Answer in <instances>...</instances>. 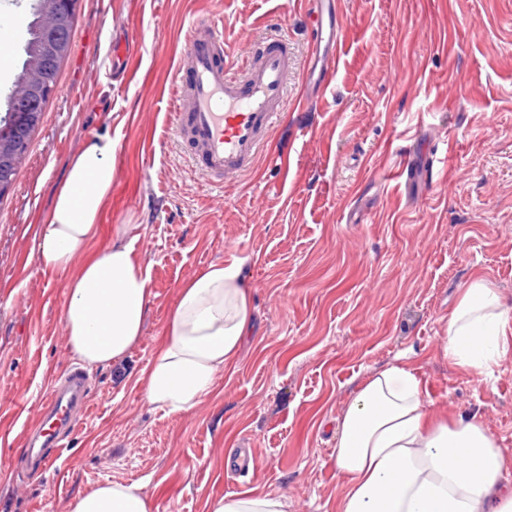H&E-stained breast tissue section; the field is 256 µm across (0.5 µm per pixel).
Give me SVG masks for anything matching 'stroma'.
<instances>
[{"label": "stroma", "mask_w": 512, "mask_h": 512, "mask_svg": "<svg viewBox=\"0 0 512 512\" xmlns=\"http://www.w3.org/2000/svg\"><path fill=\"white\" fill-rule=\"evenodd\" d=\"M36 0H0V114L25 59ZM342 59L322 108L297 106L313 22L302 0H79L56 90L0 198V512H70L107 482H138L152 512H209L219 496L282 495L286 512H336L337 422L357 386L390 365L415 370L436 416L477 417L508 459L512 355L477 377L443 356L448 313L475 275L512 303V0H337ZM223 20L227 61L278 32L293 42L290 104L223 205L169 123L167 92L195 16ZM133 40L132 73L112 67ZM118 143L100 244H133L151 265L144 331L120 367L89 371L69 448L26 462L54 380L75 358L63 273L33 257L71 158ZM287 152L280 177L268 158ZM436 153L432 172L394 178ZM237 263L255 331L213 393L169 414L138 377L181 283Z\"/></svg>", "instance_id": "1"}]
</instances>
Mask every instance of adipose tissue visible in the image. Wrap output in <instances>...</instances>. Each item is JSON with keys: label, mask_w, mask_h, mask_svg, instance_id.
<instances>
[{"label": "adipose tissue", "mask_w": 512, "mask_h": 512, "mask_svg": "<svg viewBox=\"0 0 512 512\" xmlns=\"http://www.w3.org/2000/svg\"><path fill=\"white\" fill-rule=\"evenodd\" d=\"M118 144L89 140L74 154L40 226L42 272H65L63 318L72 354L88 369L121 362L144 330L150 265L132 244L99 245L112 196ZM253 292L238 265L217 262L183 282L162 342L140 380L145 404L169 413L194 409L236 360L252 331ZM512 353V306L489 280L463 289L448 314L443 354L476 376ZM414 371L389 366L355 391L339 422L332 458L344 490L336 512H512L506 456L473 417L438 419ZM70 512H152L135 483H106L74 496Z\"/></svg>", "instance_id": "obj_1"}]
</instances>
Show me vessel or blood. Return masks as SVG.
Segmentation results:
<instances>
[{"instance_id":"1","label":"vessel or blood","mask_w":512,"mask_h":512,"mask_svg":"<svg viewBox=\"0 0 512 512\" xmlns=\"http://www.w3.org/2000/svg\"><path fill=\"white\" fill-rule=\"evenodd\" d=\"M318 26L328 28L327 42L313 40L306 104L321 106L327 82L335 74L340 55L336 0H305ZM219 18L203 14L185 33V47L176 62L170 99L178 135L194 150V163L216 188L250 172L260 148L281 120L288 101V77L295 56L286 39L272 37L249 47L239 72L224 62V37ZM83 374L71 370L42 411L43 428L29 438L28 451L40 455L70 428V412L85 405Z\"/></svg>"}]
</instances>
